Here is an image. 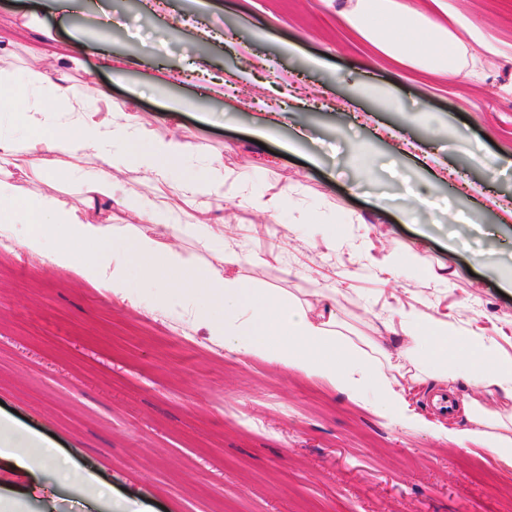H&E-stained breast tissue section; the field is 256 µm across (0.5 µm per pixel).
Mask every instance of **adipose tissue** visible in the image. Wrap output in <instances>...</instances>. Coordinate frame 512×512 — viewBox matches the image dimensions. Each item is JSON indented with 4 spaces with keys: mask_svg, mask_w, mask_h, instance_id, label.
<instances>
[{
    "mask_svg": "<svg viewBox=\"0 0 512 512\" xmlns=\"http://www.w3.org/2000/svg\"><path fill=\"white\" fill-rule=\"evenodd\" d=\"M342 17L393 65L441 77L464 63L465 46L430 11L427 0H357ZM77 62L74 56L60 60L53 75L38 68L20 78L0 74V101L10 103L27 129L20 138L0 135V159L45 176L67 170L77 176L86 195L85 207L77 208L52 196L32 195L11 174H0V224L24 226V249L45 255L55 266L74 269L120 298L132 299L142 286H156L157 304L190 310L225 349L319 379L352 399L372 394L376 411L391 420L410 417L396 377L405 364L413 365L420 380L477 381L487 392L497 393V405L466 401L470 425L455 436L476 440L512 463V433L506 430L512 421V357L502 355L496 342L481 336L462 338L453 335L446 320L402 311L397 320L384 321L383 328L401 332L404 346L377 357L338 335L333 313L312 312L230 272L245 261L265 263V256L219 249L215 261L202 265L165 247L156 233L113 223V170L135 168L154 174L172 195L190 202L223 196L233 175L214 162L190 174L181 171L179 162L190 153L189 144L156 136L135 113L113 105L105 92L86 98L64 72ZM47 99L61 103L65 121L49 119L43 109ZM123 202L128 211L172 236L205 247L223 239L219 227L194 216L183 219L167 200L152 201L129 191ZM57 227L63 240L48 246L47 238ZM0 461L14 473L39 480L44 502H55L66 489L74 494L76 512H87L91 505L100 512H125L124 502L101 487L94 474L60 457L39 434L1 417Z\"/></svg>",
    "mask_w": 512,
    "mask_h": 512,
    "instance_id": "obj_1",
    "label": "adipose tissue"
}]
</instances>
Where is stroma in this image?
I'll return each mask as SVG.
<instances>
[{
	"label": "stroma",
	"mask_w": 512,
	"mask_h": 512,
	"mask_svg": "<svg viewBox=\"0 0 512 512\" xmlns=\"http://www.w3.org/2000/svg\"><path fill=\"white\" fill-rule=\"evenodd\" d=\"M0 0V69L78 54V90L133 104L158 136L192 145L182 166L220 159L237 192L294 190L276 214L210 202L225 248L274 252L233 274L331 306L339 332L382 335V322L416 308L512 355V0H447L473 68L425 79L365 58L338 23L356 0ZM480 39H471L470 29ZM132 55L122 79L104 53ZM323 61L308 64L309 57ZM246 73L226 108L217 83ZM172 75L165 92L154 76ZM390 90L401 109L364 94ZM294 98H284V88ZM181 97L191 110L173 113ZM281 122L263 144L255 100ZM496 159L494 172L456 146ZM374 159L355 161L358 147ZM35 194L80 207L66 172L15 170ZM436 204L417 223L397 209L406 189ZM385 197L389 208H374ZM336 227V247L298 228ZM404 262L385 273L391 255ZM112 296L15 247L0 254V417L54 442L93 470L131 512H512V467L489 449L458 444V400L496 395L460 381L404 379L427 427L380 417L329 385L225 349L193 315Z\"/></svg>",
	"instance_id": "1"
}]
</instances>
